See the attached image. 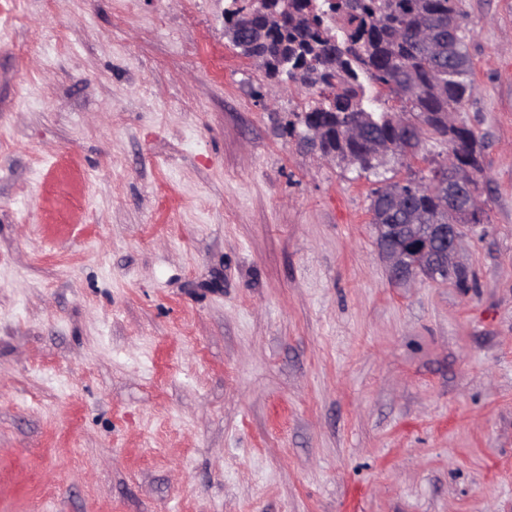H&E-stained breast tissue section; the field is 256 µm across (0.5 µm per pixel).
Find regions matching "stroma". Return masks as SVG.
Wrapping results in <instances>:
<instances>
[{
	"mask_svg": "<svg viewBox=\"0 0 512 512\" xmlns=\"http://www.w3.org/2000/svg\"><path fill=\"white\" fill-rule=\"evenodd\" d=\"M226 5L0 0V512H512V0L466 288L391 280Z\"/></svg>",
	"mask_w": 512,
	"mask_h": 512,
	"instance_id": "1",
	"label": "stroma"
}]
</instances>
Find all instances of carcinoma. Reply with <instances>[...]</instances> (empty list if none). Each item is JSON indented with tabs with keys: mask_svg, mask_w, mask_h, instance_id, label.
I'll use <instances>...</instances> for the list:
<instances>
[{
	"mask_svg": "<svg viewBox=\"0 0 512 512\" xmlns=\"http://www.w3.org/2000/svg\"><path fill=\"white\" fill-rule=\"evenodd\" d=\"M462 0H230L224 10L229 27L248 33L241 49L262 60L270 79L298 89L316 90V98L288 122V135L304 148L336 154V165L354 166L379 178L371 191V223L397 224L398 212L382 200L388 182L410 195L414 211L427 224H485V212L464 214L452 207L430 176L408 171L387 177L388 165H404L424 142L440 141L459 161L483 176V143L465 124H448L474 93L468 31ZM421 28L434 31L432 48L415 39ZM386 91L392 105L379 111L368 105L363 81ZM420 127V139L403 140L402 123ZM362 127L360 140L346 134ZM319 142L308 139L311 129Z\"/></svg>",
	"mask_w": 512,
	"mask_h": 512,
	"instance_id": "carcinoma-1",
	"label": "carcinoma"
}]
</instances>
